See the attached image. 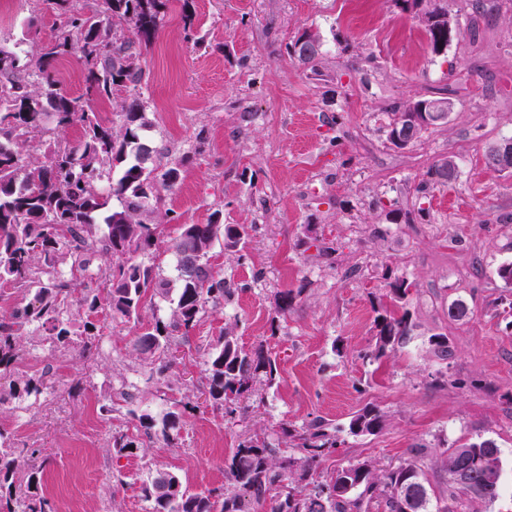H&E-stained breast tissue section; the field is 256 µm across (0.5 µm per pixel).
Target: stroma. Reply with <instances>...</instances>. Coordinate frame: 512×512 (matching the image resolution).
<instances>
[{
	"label": "stroma",
	"mask_w": 512,
	"mask_h": 512,
	"mask_svg": "<svg viewBox=\"0 0 512 512\" xmlns=\"http://www.w3.org/2000/svg\"><path fill=\"white\" fill-rule=\"evenodd\" d=\"M493 14L474 13L473 0H447L460 32L433 53L422 24L393 0H193L196 41L186 39L183 0L143 54L142 92L151 147L171 157L206 144L166 194L178 223L157 242L165 276L178 224H203L222 211L228 224H255L249 258L219 252L213 263L240 287L233 301L207 309L180 347L167 395L191 402L179 445L145 438L138 414L160 413L156 374L131 354L137 329L99 311L95 360L62 352L29 336L19 372L50 371L54 391L0 408V429L19 447L43 448L41 489L57 512H148L140 486L156 471L176 473L198 492L224 482V461L244 435L302 426L322 417L342 443L317 480L351 461L385 468L426 449L421 467L438 494L448 492L435 449L477 439L500 450L502 487L494 500L459 499L461 512H512V286L495 274L512 258V174L486 167L483 153L512 137V0H489ZM36 17L42 38L60 22L46 0H0V39L21 38ZM314 35L323 52L306 65L284 52ZM454 91L447 124L404 148L389 144L385 109ZM460 177L420 197L416 187L442 158ZM410 210L413 223L395 219ZM333 243L332 264L315 256L313 239ZM406 277L414 336L373 360L376 304L387 300L385 272ZM295 291L277 316L275 295ZM464 302L468 317L448 316ZM241 343L264 344L279 379L251 397L255 411L230 419L213 410L200 383L205 349L230 320ZM448 337V361L428 339ZM135 387L136 410L117 402L103 415V394ZM372 405L386 418L375 436L355 437L352 415ZM141 441L137 455L116 458L112 430Z\"/></svg>",
	"instance_id": "35a3bbf8"
}]
</instances>
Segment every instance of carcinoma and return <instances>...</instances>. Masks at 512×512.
<instances>
[{
  "mask_svg": "<svg viewBox=\"0 0 512 512\" xmlns=\"http://www.w3.org/2000/svg\"><path fill=\"white\" fill-rule=\"evenodd\" d=\"M62 18L57 34L44 40L30 20L19 45L0 47V284L20 290L22 303L0 317V406L39 395L50 388L47 374L23 375L15 364L23 351V336H38L59 350L76 349L86 359L98 354L97 326L91 316L109 311L138 331L131 343L135 357L158 364L159 397L166 396L173 350L188 339L207 306L230 300L238 288L213 265L215 241L224 250L246 258L245 245L254 224H223L221 211L206 224H183L169 251L176 258V277L162 274L155 246L160 224L171 211H161L165 192L177 184L187 156L165 164L147 165L151 149L141 85L145 71L142 48L149 45L165 17L169 0H97L85 9L79 0H51ZM435 53L448 47V30L426 27ZM75 54L82 70V92H64L50 72L57 58ZM119 87L128 96L115 104L119 124H105L92 108L110 102ZM80 127V140L63 136ZM44 146L33 151V143ZM453 160L434 163L417 186L430 189L457 179ZM105 231L99 232V225ZM391 305L381 306L374 323V349L365 354L378 360L406 345L414 325L407 309L411 283L386 274ZM173 298L170 315L141 325L140 309L148 296ZM239 320L226 324L224 334L209 349L205 389L213 408L233 417L244 414V400L258 383L271 387L278 378L276 358L263 346L246 349L237 336ZM433 354L448 358V338L435 333L428 340ZM144 432L160 428L165 444L175 446L172 432L181 414L169 411L161 419L138 416ZM385 419L371 406L349 421L353 436L378 434ZM340 429L315 418L300 429L283 425L274 434L240 441L224 462V485L191 492L173 472H159L143 484L150 512H256L271 503L270 512H360L365 501L378 500L384 512H454L458 494L493 500L501 477L485 471L488 457L500 460L492 440L468 441L462 450H440V462L452 488L449 500L435 490L418 466L423 448L396 466L378 468L370 461L350 462L324 483L309 478L339 444ZM121 458L137 448L122 430L111 436ZM41 454L39 448H19L0 431V512H55L39 489V471H23L20 460ZM468 475V484L454 478Z\"/></svg>",
  "mask_w": 512,
  "mask_h": 512,
  "instance_id": "carcinoma-1",
  "label": "carcinoma"
}]
</instances>
